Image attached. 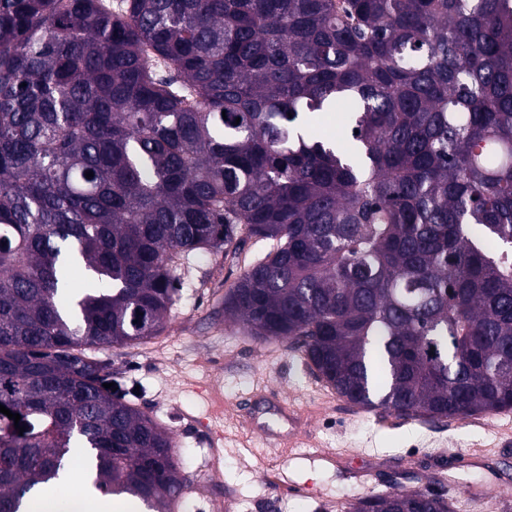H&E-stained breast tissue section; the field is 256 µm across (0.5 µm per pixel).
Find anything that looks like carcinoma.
I'll return each mask as SVG.
<instances>
[{
	"label": "carcinoma",
	"mask_w": 512,
	"mask_h": 512,
	"mask_svg": "<svg viewBox=\"0 0 512 512\" xmlns=\"http://www.w3.org/2000/svg\"><path fill=\"white\" fill-rule=\"evenodd\" d=\"M338 103L349 156L302 122ZM248 239L224 316L339 397L512 409V0H0V405L25 427L0 412V512L73 448L92 491L177 512L171 435L92 351L160 335L185 264Z\"/></svg>",
	"instance_id": "obj_1"
}]
</instances>
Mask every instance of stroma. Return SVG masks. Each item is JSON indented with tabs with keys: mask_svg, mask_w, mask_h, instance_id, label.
Listing matches in <instances>:
<instances>
[{
	"mask_svg": "<svg viewBox=\"0 0 512 512\" xmlns=\"http://www.w3.org/2000/svg\"><path fill=\"white\" fill-rule=\"evenodd\" d=\"M264 249L250 240L238 259L197 255L161 336L102 353L168 429L193 487L182 512H346L362 497L452 485L455 512H512V410L439 423L367 411L286 344L225 323V289ZM271 390L308 413L293 446L251 428L249 400Z\"/></svg>",
	"mask_w": 512,
	"mask_h": 512,
	"instance_id": "stroma-1",
	"label": "stroma"
}]
</instances>
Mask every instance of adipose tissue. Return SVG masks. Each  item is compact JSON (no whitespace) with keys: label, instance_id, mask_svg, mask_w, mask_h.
<instances>
[{"label":"adipose tissue","instance_id":"1","mask_svg":"<svg viewBox=\"0 0 512 512\" xmlns=\"http://www.w3.org/2000/svg\"><path fill=\"white\" fill-rule=\"evenodd\" d=\"M26 512H137L130 501L104 500L86 492L81 468H72L60 486L32 498Z\"/></svg>","mask_w":512,"mask_h":512}]
</instances>
